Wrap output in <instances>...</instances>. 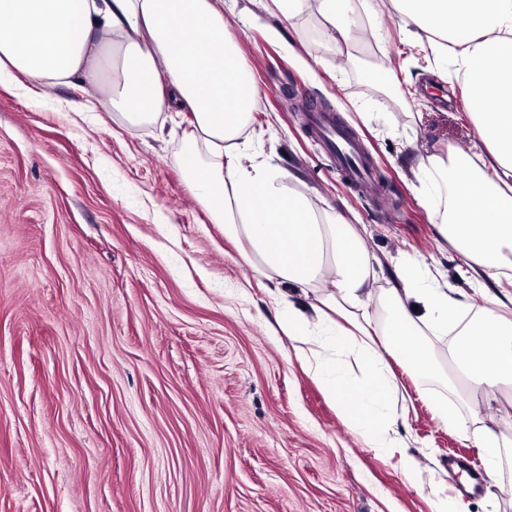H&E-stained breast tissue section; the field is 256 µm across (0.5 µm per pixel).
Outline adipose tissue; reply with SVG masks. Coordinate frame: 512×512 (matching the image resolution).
Instances as JSON below:
<instances>
[{
  "instance_id": "ef3b65f1",
  "label": "adipose tissue",
  "mask_w": 512,
  "mask_h": 512,
  "mask_svg": "<svg viewBox=\"0 0 512 512\" xmlns=\"http://www.w3.org/2000/svg\"><path fill=\"white\" fill-rule=\"evenodd\" d=\"M285 18L314 9L333 52L355 38L353 20L396 15L410 40L428 45L440 73L467 91L477 140L466 151L422 154L424 204L439 235L464 257L473 280L512 267V0H275ZM40 86L107 77L103 100L122 124L151 125L178 107L193 131L180 165L226 239L262 277L310 292L309 311L287 305L277 322L297 357L376 452L399 447L386 398L401 365L441 423L474 433L495 475L512 441L471 428L431 384L443 373L435 338L472 385L512 388V294L497 309L448 293L418 266L374 290L375 259L358 228L259 163L234 161L258 90L224 23V0H0V74Z\"/></svg>"
}]
</instances>
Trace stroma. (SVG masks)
I'll list each match as a JSON object with an SVG mask.
<instances>
[{
  "label": "stroma",
  "instance_id": "obj_1",
  "mask_svg": "<svg viewBox=\"0 0 512 512\" xmlns=\"http://www.w3.org/2000/svg\"><path fill=\"white\" fill-rule=\"evenodd\" d=\"M224 21L259 89L247 156L365 226L377 287L418 263L472 291L413 174L422 153L473 146L461 85L432 74L395 17L382 43L363 21L344 56L320 15L288 20L274 0H224ZM290 92L355 134L379 183L349 181ZM94 95L0 78V512H433L440 496L451 512H512V457L490 493H462L483 450L406 374L389 399L401 452L351 434L278 327L276 285L186 181L191 114L128 127L87 110ZM450 399L479 401L482 425L512 439V391Z\"/></svg>",
  "mask_w": 512,
  "mask_h": 512
}]
</instances>
